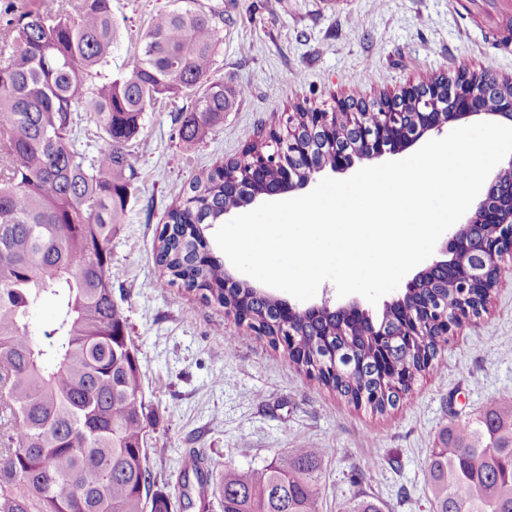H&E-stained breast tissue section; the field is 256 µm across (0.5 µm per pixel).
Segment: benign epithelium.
Listing matches in <instances>:
<instances>
[{
  "mask_svg": "<svg viewBox=\"0 0 512 512\" xmlns=\"http://www.w3.org/2000/svg\"><path fill=\"white\" fill-rule=\"evenodd\" d=\"M508 88L512 89V78L501 79L491 72L440 73L417 84L409 83L373 105L348 97L338 98L332 111L310 113V126H301L290 112L288 126L270 131V142L281 143L284 146L282 153L290 158L301 154L309 156L308 135L315 129L326 134L336 148V163L316 164L307 177L297 180L278 155L248 147L246 152L252 156L249 168L243 170L224 162V183L252 184L250 193L237 204L239 208L245 207L261 195L302 190L315 175L326 170L345 174L358 162H374L387 155L399 154L427 134L442 133L451 123H465L474 118L512 121V93L506 92ZM491 98L496 100V106L489 109L486 103ZM410 102L416 105L417 112L413 113L414 126L407 133L402 131L400 115ZM272 168L279 172L274 180L267 175ZM510 173L512 155L493 174L485 195L474 205L465 224L455 229L442 244L439 254L407 281L404 293L384 303L386 309L397 304L406 305L414 315L413 325L402 329L389 342H400L406 336L454 335L481 310L505 270L512 267V180L505 179ZM473 224H491L496 231L491 238L476 242L469 236ZM439 272L447 275L448 284L463 288V295L451 309L432 303L418 291ZM286 309L290 326L313 314H337L348 334L351 333V314L371 318L355 297L336 307L325 299L321 304L305 309L290 305Z\"/></svg>",
  "mask_w": 512,
  "mask_h": 512,
  "instance_id": "benign-epithelium-1",
  "label": "benign epithelium"
}]
</instances>
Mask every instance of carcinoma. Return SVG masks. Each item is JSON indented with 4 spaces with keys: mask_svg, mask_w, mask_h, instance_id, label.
Segmentation results:
<instances>
[{
    "mask_svg": "<svg viewBox=\"0 0 512 512\" xmlns=\"http://www.w3.org/2000/svg\"><path fill=\"white\" fill-rule=\"evenodd\" d=\"M224 13L198 0L156 15L141 53L122 76L101 75L116 37L112 0H77L55 17L22 13L0 67V512H172L153 489L141 371L127 319L112 300V236L123 223L134 169L126 146L144 112L186 89L198 94L180 114L179 139L194 145L224 120L234 91L209 81ZM101 133L87 159L74 143L82 116ZM223 167L196 173L168 213L156 261L167 284L202 291L227 311L244 304L268 337L283 331L276 301L228 288L224 265L199 224L224 223ZM422 293L450 308L458 290L444 278ZM56 304L51 329L33 328L44 298ZM409 313L390 309L344 335L339 316L294 330L298 360L323 371L329 349L349 366L332 388L383 413L395 406L381 385L392 366L417 368L436 357L429 336L390 347L378 336L399 330ZM324 448H296L291 459L251 470L227 468L206 480L199 510L219 498L224 512H318L316 470ZM426 484L432 512H512V398H493L475 418L448 427L431 450ZM348 512H384L362 497Z\"/></svg>",
    "mask_w": 512,
    "mask_h": 512,
    "instance_id": "carcinoma-1",
    "label": "carcinoma"
}]
</instances>
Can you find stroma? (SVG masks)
<instances>
[{"mask_svg": "<svg viewBox=\"0 0 512 512\" xmlns=\"http://www.w3.org/2000/svg\"><path fill=\"white\" fill-rule=\"evenodd\" d=\"M224 25L211 79L242 96L194 147L182 145L177 116L187 90L148 108L127 150L135 170L127 214L112 238V299L138 351L158 487L180 491L185 459L213 473L259 468L293 449H324L319 512H345L367 496L385 512H431L426 460L444 430L494 397H512V274L487 313L442 346L430 371L386 412L357 406L271 342L199 294L161 285L155 248L169 210L201 169L238 157L284 126L296 105L324 109L334 98L373 101L436 73L478 72L499 52L461 0H200ZM175 0H112L117 40L105 74L128 69L153 17Z\"/></svg>", "mask_w": 512, "mask_h": 512, "instance_id": "35a3bbf8", "label": "stroma"}]
</instances>
